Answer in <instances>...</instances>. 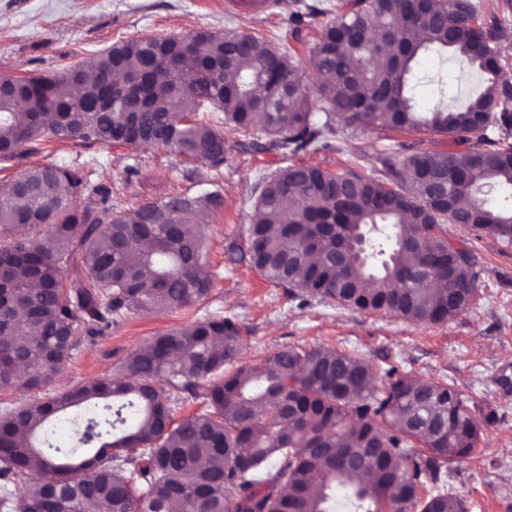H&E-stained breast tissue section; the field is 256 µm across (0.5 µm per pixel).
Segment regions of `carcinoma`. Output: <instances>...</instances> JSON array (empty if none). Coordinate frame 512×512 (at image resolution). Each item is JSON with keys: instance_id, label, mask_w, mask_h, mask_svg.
<instances>
[{"instance_id": "carcinoma-1", "label": "carcinoma", "mask_w": 512, "mask_h": 512, "mask_svg": "<svg viewBox=\"0 0 512 512\" xmlns=\"http://www.w3.org/2000/svg\"><path fill=\"white\" fill-rule=\"evenodd\" d=\"M498 39L477 0H342L313 39L321 120L287 55L255 35L132 38L60 74L1 73L0 86L29 104L18 112L0 94V161L41 150L47 137L174 148L218 167L226 137L205 118L212 107L230 130L259 128L291 155L329 147L333 114L354 129L445 134L457 149L384 152L382 179L349 166L279 168L243 243L226 250L293 295L441 323L473 306L480 287L472 250L449 243L444 225L512 246V203L485 199L512 187V74ZM430 51L462 59L484 90L460 108L417 111L411 85ZM479 126L484 147L473 148L468 133ZM210 185L178 196L176 209L149 204L147 223L143 207L112 203V189L78 167L50 163L1 181L0 388L49 380L82 323L91 333L205 298L213 281L200 274L198 217L224 202ZM242 351L234 318H199L156 336L110 378L4 410L0 509H13L12 487L23 484L24 512H467L448 491V464L473 455L496 412L480 423L464 392L394 366L375 390L363 357L329 346L286 347L258 364L240 363ZM189 397L204 409L174 419ZM82 405L94 409L77 443H100L89 458L54 444L48 429ZM362 472L372 479L358 480Z\"/></svg>"}]
</instances>
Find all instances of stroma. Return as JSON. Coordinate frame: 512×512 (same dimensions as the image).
I'll list each match as a JSON object with an SVG mask.
<instances>
[{"mask_svg":"<svg viewBox=\"0 0 512 512\" xmlns=\"http://www.w3.org/2000/svg\"><path fill=\"white\" fill-rule=\"evenodd\" d=\"M226 0H0V73L60 72L114 43L137 37L181 35L197 30L241 31L273 45H287L303 87L316 92L311 43L295 42L291 30L302 21L317 30L336 17L337 0H280L267 12H235ZM412 85L414 102L429 110L440 87L454 93L455 105L482 89L468 66L450 55L423 56ZM330 148L302 152L298 162L336 169L350 163L377 178L385 149L411 153L418 144L435 150L452 146L447 136L353 130L335 122ZM224 162L208 167L185 162L166 148L54 145L0 167V179L50 162L93 170L97 182L112 189L113 202L132 210L177 194H199L202 180L217 181L224 196L220 209L203 217L205 269L213 279L210 294L190 308L137 313L105 333H79L71 359L54 379L37 388L0 389V411L47 397L49 392L116 374L132 353L154 336L211 315L231 316L244 338L241 360L258 363L278 350L326 345L359 353L373 368L387 365L427 380L448 382L467 392L475 411L496 410L498 421L483 427L472 457L448 466V487L468 500L470 512H512V248L492 235L477 236L459 225L446 227L448 240L477 256L481 290L472 308L448 321L422 324L381 316L306 296L292 297L245 264H230L224 251L241 242L258 184L285 166L288 157L269 148L262 131L227 133Z\"/></svg>","mask_w":512,"mask_h":512,"instance_id":"35a3bbf8","label":"stroma"}]
</instances>
